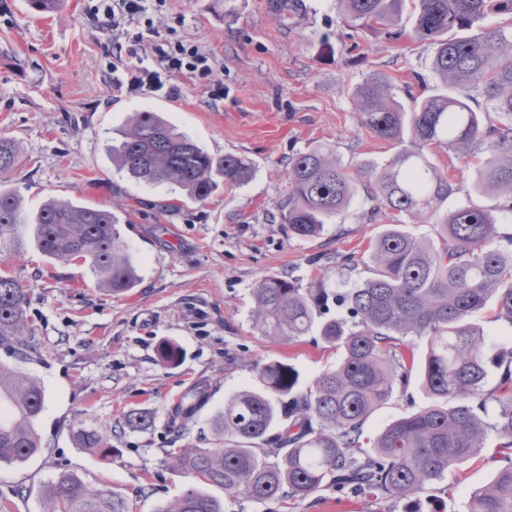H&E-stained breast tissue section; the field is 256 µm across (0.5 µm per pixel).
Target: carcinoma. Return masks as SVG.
<instances>
[{
    "label": "carcinoma",
    "instance_id": "carcinoma-1",
    "mask_svg": "<svg viewBox=\"0 0 512 512\" xmlns=\"http://www.w3.org/2000/svg\"><path fill=\"white\" fill-rule=\"evenodd\" d=\"M408 1L409 32L402 25ZM278 2L271 13L279 21L299 14V0ZM336 5L352 32L395 40L409 36L434 46L432 69L442 91L412 96L407 107L390 94L392 79L386 74H373L355 87L358 128L376 140L411 144L382 167L344 166L327 144L288 158L286 197L275 216L288 236L320 235L361 188L378 209L391 213L392 223L360 258L343 257L349 269L362 263L370 273L345 292L327 287L326 269L305 287L286 275H267L256 283V328L288 340L315 329L342 359L306 388L293 365L264 364V390L233 395L212 420L224 447L183 448L174 457V466L194 482L165 512H224L223 502L205 485L258 503L303 501L326 486L404 499L479 456L490 434L498 438L507 465L470 493L467 512H512V348L497 347L472 322L489 307L492 321L512 325V236L501 238L494 217L471 202L446 213L434 239L404 230V218L426 223L460 191L492 194L499 211L512 213V31L484 25L490 17L512 18V0H336ZM476 27L480 33L470 34ZM479 96L499 114L498 122L473 107ZM436 148L472 161L468 182L433 162ZM18 162L15 142L0 137V175ZM112 164L139 183L172 187L182 203L202 202L222 183L243 185L255 168L246 157L209 154L149 110L130 116L112 146ZM117 224L110 210L53 197L29 213L18 192L0 190V245L17 253L32 247L62 263L82 260L99 286L114 295L139 279ZM502 239L510 248L500 245ZM26 305L20 283L0 274V343L25 357L35 350ZM417 340L424 344L418 361L412 352ZM158 357L174 367L182 351L162 342ZM492 366L500 378L487 390ZM414 379L428 406L393 421L375 437L371 451L364 450L369 416ZM44 400L35 378L0 365V462H22L39 451L35 420ZM204 400V389L190 388L176 403L170 428L185 433ZM279 420L288 425L271 433ZM124 424L148 430L154 418L133 408ZM71 428L84 448L107 443L108 432L78 417ZM43 498L46 512H129L117 493L71 474L60 476Z\"/></svg>",
    "mask_w": 512,
    "mask_h": 512
}]
</instances>
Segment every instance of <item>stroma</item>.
<instances>
[{"label": "stroma", "mask_w": 512, "mask_h": 512, "mask_svg": "<svg viewBox=\"0 0 512 512\" xmlns=\"http://www.w3.org/2000/svg\"><path fill=\"white\" fill-rule=\"evenodd\" d=\"M299 19L279 22L267 0H166L154 13L159 28L174 29L214 56L224 94L178 79L179 95L127 94L112 87V54L130 35L90 19L84 0H64L49 14L25 0H0V136L13 139L22 158L0 189L16 190L34 210L49 196L102 209L120 203L118 228L134 253L140 278L120 296L98 288L88 264L60 263L36 250L0 252V271L23 286L35 331V351L18 357L0 345V364L37 378L45 393L35 427L42 450L23 462L0 463V512H44L41 489L71 473L120 494L129 512H161L184 492L188 479L171 466L183 448H211L212 417L243 389L263 387L262 365H296L305 384L339 358L317 334L278 341L254 328L255 284L269 274L308 283L317 268L331 269L329 285L351 287L363 270L342 258L362 253L389 218L373 213L358 192L317 238L289 237L273 222L286 190L289 155L326 141L342 164H384L400 147L360 132L352 89L367 76H394V96L435 94L434 48L361 33L350 41L336 0H303ZM160 112L216 155L236 154L255 164L252 179L220 187L202 202L179 204L178 194L130 180L112 164V144L131 113ZM179 345L174 367L159 364L160 342ZM204 385L206 403L175 437L166 427L172 405ZM419 383L396 394L364 426L372 439L389 422L425 407ZM150 413L146 431L123 427L130 408ZM110 430L106 448L81 447L74 416ZM495 436L417 496L378 500L328 487L302 502L225 498L224 512H466L469 491L504 464Z\"/></svg>", "instance_id": "stroma-1"}]
</instances>
